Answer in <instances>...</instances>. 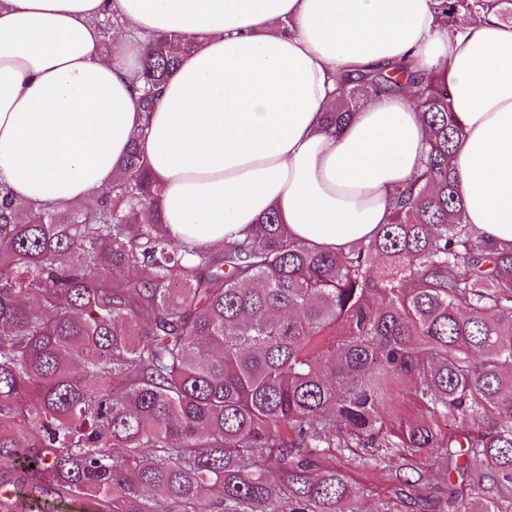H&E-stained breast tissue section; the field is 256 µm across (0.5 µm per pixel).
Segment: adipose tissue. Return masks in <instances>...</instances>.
<instances>
[{
  "label": "adipose tissue",
  "mask_w": 512,
  "mask_h": 512,
  "mask_svg": "<svg viewBox=\"0 0 512 512\" xmlns=\"http://www.w3.org/2000/svg\"><path fill=\"white\" fill-rule=\"evenodd\" d=\"M108 15L123 29L107 49ZM158 37L185 49L147 120ZM402 61L448 83L467 222L512 246V24L448 27L435 0H0V183L60 208L110 187L135 142L180 241L219 246L272 210L312 248L366 242L421 171L422 114L405 86L338 132L323 120L341 73Z\"/></svg>",
  "instance_id": "obj_1"
}]
</instances>
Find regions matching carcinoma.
Masks as SVG:
<instances>
[{
	"instance_id": "1",
	"label": "carcinoma",
	"mask_w": 512,
	"mask_h": 512,
	"mask_svg": "<svg viewBox=\"0 0 512 512\" xmlns=\"http://www.w3.org/2000/svg\"><path fill=\"white\" fill-rule=\"evenodd\" d=\"M493 9L512 21V0H436L450 27ZM178 62L168 39L146 46L142 111ZM408 82L423 172L366 244L318 251L273 213L221 247L183 243L135 143L63 210L0 184V512H359L360 488L317 463L334 448L418 512H500L483 492H512V247L470 232L451 89ZM339 84L329 128L399 81ZM442 461L459 487L421 494Z\"/></svg>"
}]
</instances>
